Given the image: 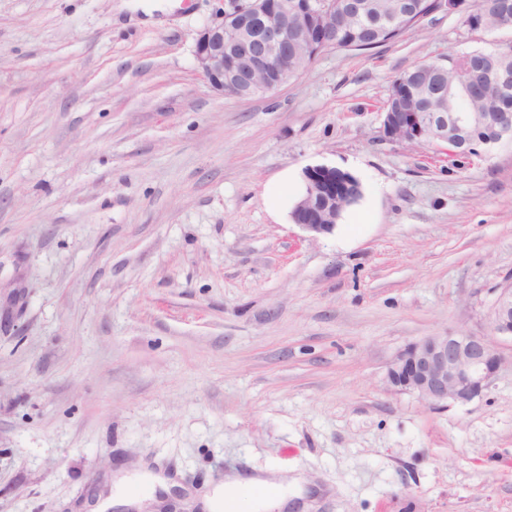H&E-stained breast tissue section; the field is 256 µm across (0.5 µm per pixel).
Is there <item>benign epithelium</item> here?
Wrapping results in <instances>:
<instances>
[{
  "instance_id": "1",
  "label": "benign epithelium",
  "mask_w": 512,
  "mask_h": 512,
  "mask_svg": "<svg viewBox=\"0 0 512 512\" xmlns=\"http://www.w3.org/2000/svg\"><path fill=\"white\" fill-rule=\"evenodd\" d=\"M252 9L263 16V30L251 38L245 30V9L226 12L217 8L210 22L195 37L197 67L216 93L244 96L261 85L264 74L288 69V53L295 40L297 22L291 15L299 0H278L268 13L263 0H253ZM422 112L384 113L382 136L392 143H406L419 135L415 125ZM440 141H448V126L458 129L473 123L467 112L439 113ZM336 192V170L320 167L309 172L307 192L295 204L291 218L309 238L329 234L336 219L312 204V199ZM490 335L446 331L425 336L401 350L386 373L393 389L416 395L430 406L445 403L466 406L487 390L504 357L498 344L512 342V286L500 289L488 312Z\"/></svg>"
}]
</instances>
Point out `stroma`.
<instances>
[{
	"instance_id": "35a3bbf8",
	"label": "stroma",
	"mask_w": 512,
	"mask_h": 512,
	"mask_svg": "<svg viewBox=\"0 0 512 512\" xmlns=\"http://www.w3.org/2000/svg\"><path fill=\"white\" fill-rule=\"evenodd\" d=\"M0 0V512H90L140 462L175 512L228 472L307 478L294 512H512V343L480 398L391 391L407 344L484 333L512 283V141H385L392 80L512 31L435 13L274 92H214V0ZM361 200L310 239L282 172ZM292 182H295V176L287 172L274 185L266 189L265 205L276 216L288 213V184Z\"/></svg>"
}]
</instances>
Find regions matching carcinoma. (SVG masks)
I'll return each mask as SVG.
<instances>
[{
  "instance_id": "cac0c4a2",
  "label": "carcinoma",
  "mask_w": 512,
  "mask_h": 512,
  "mask_svg": "<svg viewBox=\"0 0 512 512\" xmlns=\"http://www.w3.org/2000/svg\"><path fill=\"white\" fill-rule=\"evenodd\" d=\"M304 7L319 13L318 36L313 43L297 42L291 49L293 56L288 72L274 79L285 83L307 69L312 61L328 50H370L384 43L402 38L413 28L411 21L427 16L435 8V0H302ZM401 13L408 14L410 25H394ZM482 23V30L495 32L512 28V0H472L466 8L465 23L474 28ZM470 56L476 67L484 71L506 70L512 73V41L497 44L491 49H477L468 54L450 55L443 59L421 62L400 73L392 81L387 99L388 107L396 105L397 97L407 101L414 96V112H439L446 106L457 112H472L486 120L455 131L451 138L462 152H471V146L488 138L489 126L499 120L498 112H512V86L504 90L488 84V94L473 98L463 85L469 73L465 70V56ZM362 197L360 181L350 173L336 171V219L359 202Z\"/></svg>"
}]
</instances>
